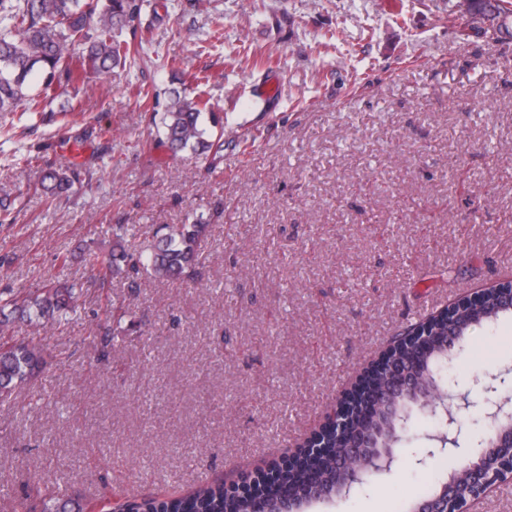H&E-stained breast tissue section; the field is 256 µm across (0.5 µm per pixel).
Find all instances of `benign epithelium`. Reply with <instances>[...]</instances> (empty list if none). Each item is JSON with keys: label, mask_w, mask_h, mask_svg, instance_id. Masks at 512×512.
<instances>
[{"label": "benign epithelium", "mask_w": 512, "mask_h": 512, "mask_svg": "<svg viewBox=\"0 0 512 512\" xmlns=\"http://www.w3.org/2000/svg\"><path fill=\"white\" fill-rule=\"evenodd\" d=\"M487 291L478 290L465 294L448 306L440 309V314L448 315V336L435 334L431 328L433 319L412 326L407 335L415 338L422 351L421 361L411 370L394 365L387 368L384 394L377 396L362 407L367 428L355 429L349 422L345 401L356 395L364 385L367 376L384 365L397 342H392L380 358L365 370L354 387L329 413L321 430L301 445L304 451L318 446L322 436L329 430L348 440L345 450L328 453L336 463V484L328 486L322 495L306 499L295 495H284L270 491L275 502L274 512H310L312 507L330 502L338 497H346L357 488L368 484V475L391 472L397 460L395 448L411 426L412 412L427 413L438 419L442 433L436 436L438 446L426 449L416 460L419 465L447 451L456 450L465 468L451 471L439 488L430 496L414 501L411 512H448V503L459 499V484L466 480L476 492L462 500L461 512H469V505L488 495L497 486L512 480V368L507 366L495 373L477 374L472 386L480 389L481 399L471 402L467 396L457 394L443 386V379L434 364L440 357L452 358L463 347L462 327L456 325L452 316L455 308L482 302ZM498 310L512 313V280L494 284ZM461 399L466 406H472L483 414L491 426L488 437L474 440L473 433L460 423L448 409V402Z\"/></svg>", "instance_id": "obj_1"}]
</instances>
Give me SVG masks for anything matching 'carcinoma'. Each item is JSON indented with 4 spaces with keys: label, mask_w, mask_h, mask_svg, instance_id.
<instances>
[{
    "label": "carcinoma",
    "mask_w": 512,
    "mask_h": 512,
    "mask_svg": "<svg viewBox=\"0 0 512 512\" xmlns=\"http://www.w3.org/2000/svg\"><path fill=\"white\" fill-rule=\"evenodd\" d=\"M147 0H0V112L32 109L55 98L63 86L88 74L110 75L127 63L143 57L141 17ZM498 24L489 31L499 39L509 32L512 0H496ZM36 75L40 88L30 94L29 80ZM163 111L140 114L150 125L160 124L164 142L173 153L189 151L213 165L224 151V122L209 116L204 121L201 101L184 91L168 89L154 93ZM80 168H49L41 186L53 197L70 192L79 181ZM209 224L198 217L190 224H177L147 252H132L126 246L127 225L112 229V250L106 255L90 254V265L99 287L107 288L120 277L137 286L145 273L159 281H180L198 265ZM75 299V285L49 283L28 293L22 300L6 304L21 316L52 319L68 310ZM492 300L457 312L465 329L488 320ZM420 358L409 339L401 340L392 361ZM42 349L25 339L0 342V402L13 391L35 380L44 368ZM322 472L327 480L336 471L326 468L323 457L308 453L300 461L286 460L257 481L254 492L241 493L216 482L183 495L131 501L132 512H250L255 494L266 485L285 487L295 495L312 496L316 488L311 472Z\"/></svg>",
    "instance_id": "1"
}]
</instances>
